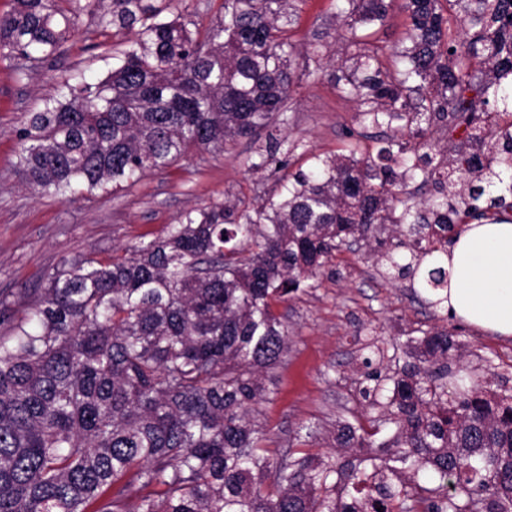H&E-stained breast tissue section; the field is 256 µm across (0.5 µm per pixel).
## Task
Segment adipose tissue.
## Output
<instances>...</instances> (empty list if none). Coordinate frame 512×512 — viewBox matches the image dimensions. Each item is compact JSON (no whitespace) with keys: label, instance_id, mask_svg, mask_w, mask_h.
<instances>
[{"label":"adipose tissue","instance_id":"obj_1","mask_svg":"<svg viewBox=\"0 0 512 512\" xmlns=\"http://www.w3.org/2000/svg\"><path fill=\"white\" fill-rule=\"evenodd\" d=\"M448 285L438 296L449 314L512 336V224H469L442 259Z\"/></svg>","mask_w":512,"mask_h":512}]
</instances>
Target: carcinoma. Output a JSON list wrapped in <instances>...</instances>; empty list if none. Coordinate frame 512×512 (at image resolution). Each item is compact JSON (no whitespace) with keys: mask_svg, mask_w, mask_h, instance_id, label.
<instances>
[{"mask_svg":"<svg viewBox=\"0 0 512 512\" xmlns=\"http://www.w3.org/2000/svg\"><path fill=\"white\" fill-rule=\"evenodd\" d=\"M12 0L0 14V67L17 77L58 57L87 21L128 36L106 76L64 83L24 114L15 167L40 195L114 193L189 152L287 123L290 91L319 78L285 36L297 0H223L204 31L181 0ZM353 65L328 78L364 119L385 126L376 158L312 155L256 205L209 202L167 235L107 260L64 259L17 302L0 300V512H512V394L456 379L461 346L446 332L415 341L419 362L368 375L374 433L338 423L339 448L278 458L250 408L273 394L258 380L288 350L273 305L317 278L369 226L512 223V122L476 125L482 107L512 117V0H344ZM468 26L448 36L444 9ZM408 14L400 43L358 25ZM469 129L436 152L432 123ZM300 144L268 137L248 170ZM432 184L415 201L408 182ZM401 238L379 262L397 276ZM385 432L379 442L373 435Z\"/></svg>","mask_w":512,"mask_h":512,"instance_id":"carcinoma-1","label":"carcinoma"}]
</instances>
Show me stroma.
Wrapping results in <instances>:
<instances>
[{
	"instance_id": "stroma-1",
	"label": "stroma",
	"mask_w": 512,
	"mask_h": 512,
	"mask_svg": "<svg viewBox=\"0 0 512 512\" xmlns=\"http://www.w3.org/2000/svg\"><path fill=\"white\" fill-rule=\"evenodd\" d=\"M339 0H300L288 36L298 49L326 43L344 52L345 27ZM112 34L78 33L56 60L17 78L0 69V297L19 301L39 286L43 274L62 259H109L113 251L164 237L186 209L211 201L243 197L259 200L288 173L306 168V156L343 154L359 144L375 151L381 131L364 122L354 101L341 97L328 78L305 80L290 92L288 121L280 138L302 144L288 168L272 163L257 173L243 165L256 143L237 140L224 154L192 155L153 173L117 195L67 201L35 195L17 174L16 129L38 99L54 94L58 83L102 78L112 65ZM290 329L282 362L263 374L273 389L258 405V419L275 454L313 449L350 460L335 450L336 423L368 424L375 415L362 389L368 352L376 339L384 349L407 351L422 333L448 330L462 343V365L492 390L512 391V337L471 327L431 307L422 288L392 276L368 242L334 253L320 276L288 301L275 304Z\"/></svg>"
}]
</instances>
